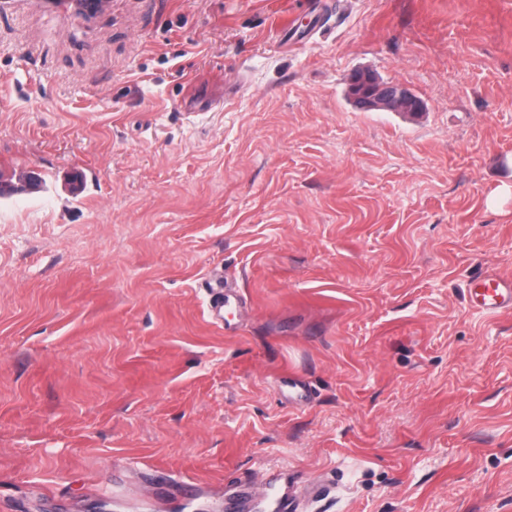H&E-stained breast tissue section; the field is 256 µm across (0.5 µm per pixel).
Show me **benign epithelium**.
<instances>
[{
  "mask_svg": "<svg viewBox=\"0 0 512 512\" xmlns=\"http://www.w3.org/2000/svg\"><path fill=\"white\" fill-rule=\"evenodd\" d=\"M349 96L366 112H398L418 114L423 102L400 84L383 82L369 71H357L350 80Z\"/></svg>",
  "mask_w": 512,
  "mask_h": 512,
  "instance_id": "benign-epithelium-1",
  "label": "benign epithelium"
}]
</instances>
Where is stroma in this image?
Wrapping results in <instances>:
<instances>
[{"mask_svg":"<svg viewBox=\"0 0 512 512\" xmlns=\"http://www.w3.org/2000/svg\"><path fill=\"white\" fill-rule=\"evenodd\" d=\"M37 2L0 13L39 180L0 197V512H512V314L469 299L512 279V0ZM349 96L366 112H398L419 114L424 111L423 102L400 84L382 82L369 71H357L350 80ZM293 494L288 487L271 489L262 499L255 502L249 510L256 512H288L293 505ZM263 510V511H262Z\"/></svg>","mask_w":512,"mask_h":512,"instance_id":"obj_1","label":"stroma"}]
</instances>
